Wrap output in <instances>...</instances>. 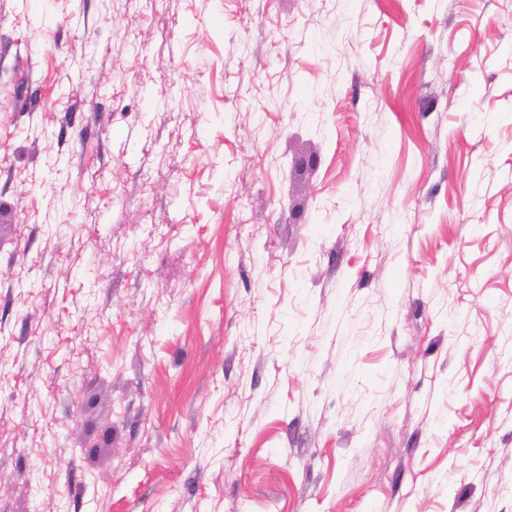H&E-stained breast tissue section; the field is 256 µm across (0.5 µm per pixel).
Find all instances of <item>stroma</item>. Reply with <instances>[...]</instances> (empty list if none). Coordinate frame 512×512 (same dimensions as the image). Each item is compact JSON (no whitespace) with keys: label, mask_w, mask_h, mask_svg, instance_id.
Wrapping results in <instances>:
<instances>
[{"label":"stroma","mask_w":512,"mask_h":512,"mask_svg":"<svg viewBox=\"0 0 512 512\" xmlns=\"http://www.w3.org/2000/svg\"><path fill=\"white\" fill-rule=\"evenodd\" d=\"M0 512H512V0H0Z\"/></svg>","instance_id":"obj_1"}]
</instances>
